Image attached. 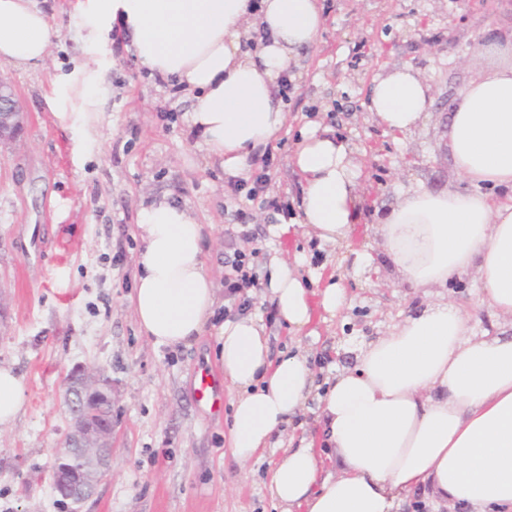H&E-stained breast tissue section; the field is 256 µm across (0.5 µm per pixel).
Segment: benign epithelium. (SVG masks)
Instances as JSON below:
<instances>
[{
	"label": "benign epithelium",
	"mask_w": 512,
	"mask_h": 512,
	"mask_svg": "<svg viewBox=\"0 0 512 512\" xmlns=\"http://www.w3.org/2000/svg\"><path fill=\"white\" fill-rule=\"evenodd\" d=\"M26 120L14 87L0 78V144L21 133ZM70 430L56 454V491L79 512L112 464V379L102 369L74 368L67 376Z\"/></svg>",
	"instance_id": "benign-epithelium-1"
}]
</instances>
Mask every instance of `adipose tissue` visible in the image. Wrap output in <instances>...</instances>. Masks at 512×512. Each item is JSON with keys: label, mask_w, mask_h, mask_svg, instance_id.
I'll return each mask as SVG.
<instances>
[{"label": "adipose tissue", "mask_w": 512, "mask_h": 512, "mask_svg": "<svg viewBox=\"0 0 512 512\" xmlns=\"http://www.w3.org/2000/svg\"><path fill=\"white\" fill-rule=\"evenodd\" d=\"M86 38L119 35L151 74L191 102L190 133L227 176L279 134L286 114L280 77L312 46L325 19L319 0H77ZM58 37L36 0H0V62L41 65ZM457 93L448 149L465 188L413 190L385 211L375 241L410 288L428 291L473 275L479 304L512 321V34ZM102 75L75 68L48 101L77 97L84 121L99 110ZM431 88L412 68L377 77L367 109L388 131L411 133L428 113ZM299 226L326 243L347 240L362 209L360 165L328 127L301 133ZM143 248L132 308L158 345H188L214 328L224 378L234 390L230 448L251 461L281 436L314 394L302 351L271 358L252 314L212 326L216 292L204 226L168 199L141 208ZM297 261L275 258L264 297L295 334L312 322ZM317 418L321 447L284 449L269 480L280 512H399L422 491L432 505L512 512V336L481 338L458 304L439 300L364 346L353 368L326 379Z\"/></svg>", "instance_id": "ef3b65f1"}]
</instances>
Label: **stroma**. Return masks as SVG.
Returning <instances> with one entry per match:
<instances>
[{
	"instance_id": "1",
	"label": "stroma",
	"mask_w": 512,
	"mask_h": 512,
	"mask_svg": "<svg viewBox=\"0 0 512 512\" xmlns=\"http://www.w3.org/2000/svg\"><path fill=\"white\" fill-rule=\"evenodd\" d=\"M325 24L288 72L294 91L288 120L251 174L268 168L266 197L297 205L294 153L301 130L318 122L347 139L360 160L364 206L349 245L321 242L305 228L274 234L281 216L229 197V178L189 134L191 103L169 82L149 76L127 49L84 41L76 0H39L59 30L47 61L29 70L0 64L27 114L14 142L0 145V364L25 384L21 412L0 429V512H70L53 483V463L69 428L65 381L76 367L112 379V466L82 512H276L267 473L301 438H320L317 401L299 428L248 463L229 449L230 405L198 404L202 369L222 374L212 333L189 345L160 346L139 331L131 307L143 243L142 204L166 197L187 204L206 226L207 266L218 306L215 323L236 301L224 294V261L250 253L258 280L272 257L298 258L306 287L336 279L343 300L335 316L316 310V335L292 338L262 288L249 291L266 327L271 356L298 340L326 379L355 362L358 345L385 335L425 301L389 262L365 268L380 211L416 188L462 187L447 147L448 113L459 89L477 77L487 48L512 33V0H321ZM88 60L101 61L105 83L93 128L75 113L51 110L54 83ZM407 65L431 85L429 116L407 135L391 134L366 108L374 79ZM269 165H262V157ZM243 208L249 224L237 223ZM253 240L242 238L243 231ZM473 317L475 334L494 330L478 305L474 277L443 289Z\"/></svg>"
}]
</instances>
